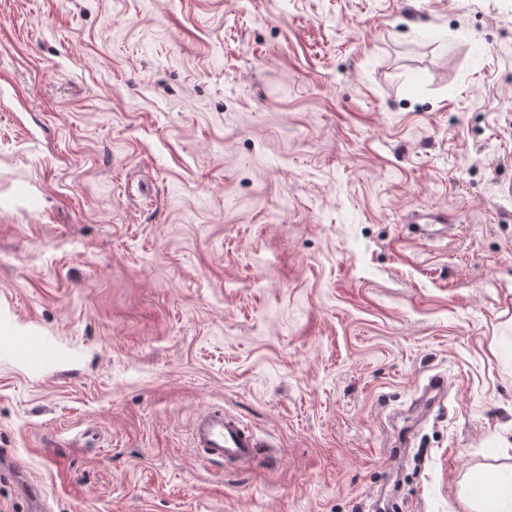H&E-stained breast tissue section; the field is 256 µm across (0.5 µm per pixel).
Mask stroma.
Segmentation results:
<instances>
[{
	"label": "stroma",
	"mask_w": 512,
	"mask_h": 512,
	"mask_svg": "<svg viewBox=\"0 0 512 512\" xmlns=\"http://www.w3.org/2000/svg\"><path fill=\"white\" fill-rule=\"evenodd\" d=\"M213 406L276 457L198 459ZM507 439L512 0H0V448L49 512H462ZM448 390V379L441 374L428 378L418 397L419 406L426 412H433L441 407L442 398Z\"/></svg>",
	"instance_id": "1"
}]
</instances>
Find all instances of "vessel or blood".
Returning <instances> with one entry per match:
<instances>
[{"instance_id":"obj_1","label":"vessel or blood","mask_w":512,"mask_h":512,"mask_svg":"<svg viewBox=\"0 0 512 512\" xmlns=\"http://www.w3.org/2000/svg\"><path fill=\"white\" fill-rule=\"evenodd\" d=\"M448 390V380L440 374L428 378L418 398L427 412L440 407ZM190 445L200 459L221 462L230 460L244 468L256 461L263 440L238 418L209 409L198 415L190 431Z\"/></svg>"}]
</instances>
